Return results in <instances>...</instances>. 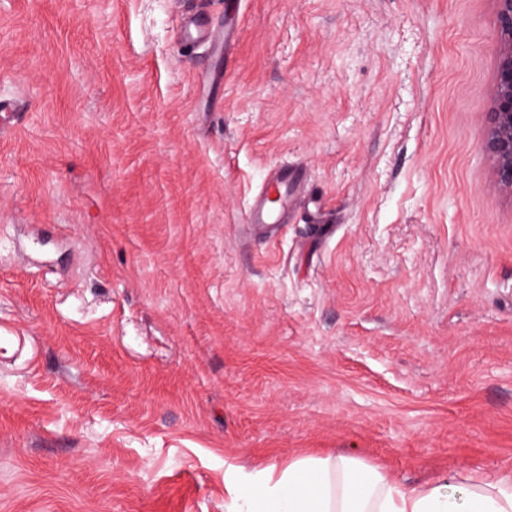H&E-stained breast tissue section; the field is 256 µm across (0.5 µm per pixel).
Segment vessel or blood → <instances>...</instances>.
Returning a JSON list of instances; mask_svg holds the SVG:
<instances>
[{
	"mask_svg": "<svg viewBox=\"0 0 512 512\" xmlns=\"http://www.w3.org/2000/svg\"><path fill=\"white\" fill-rule=\"evenodd\" d=\"M180 31L183 41L189 44L220 43L228 51L234 45L233 28H225L223 37H216L199 16L181 19ZM306 185V173L300 166L284 163L270 171L245 212V224L264 234L274 235L278 225L287 223L292 207Z\"/></svg>",
	"mask_w": 512,
	"mask_h": 512,
	"instance_id": "vessel-or-blood-1",
	"label": "vessel or blood"
}]
</instances>
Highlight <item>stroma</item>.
I'll list each match as a JSON object with an SVG mask.
<instances>
[{
	"label": "stroma",
	"mask_w": 512,
	"mask_h": 512,
	"mask_svg": "<svg viewBox=\"0 0 512 512\" xmlns=\"http://www.w3.org/2000/svg\"><path fill=\"white\" fill-rule=\"evenodd\" d=\"M224 2L0 0V512H227L303 453L512 474L494 0ZM285 161L320 221L248 238ZM180 31L182 40L188 44L203 43L215 46L218 43L217 37L200 16L182 18Z\"/></svg>",
	"instance_id": "stroma-1"
}]
</instances>
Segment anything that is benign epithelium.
<instances>
[{"mask_svg":"<svg viewBox=\"0 0 512 512\" xmlns=\"http://www.w3.org/2000/svg\"><path fill=\"white\" fill-rule=\"evenodd\" d=\"M500 45L483 150L494 161L495 186L512 194V0H494Z\"/></svg>","mask_w":512,"mask_h":512,"instance_id":"7a95c632","label":"benign epithelium"}]
</instances>
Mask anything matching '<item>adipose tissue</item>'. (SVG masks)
Instances as JSON below:
<instances>
[{"label":"adipose tissue","mask_w":512,"mask_h":512,"mask_svg":"<svg viewBox=\"0 0 512 512\" xmlns=\"http://www.w3.org/2000/svg\"><path fill=\"white\" fill-rule=\"evenodd\" d=\"M229 491L237 512H512V478L463 474L405 489L350 454L272 461Z\"/></svg>","instance_id":"adipose-tissue-1"}]
</instances>
